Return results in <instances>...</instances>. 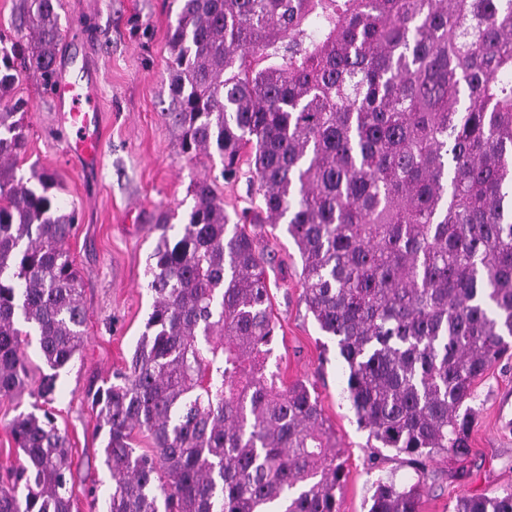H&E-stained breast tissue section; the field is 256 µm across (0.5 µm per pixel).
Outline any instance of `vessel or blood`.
Here are the masks:
<instances>
[{
	"instance_id": "obj_1",
	"label": "vessel or blood",
	"mask_w": 512,
	"mask_h": 512,
	"mask_svg": "<svg viewBox=\"0 0 512 512\" xmlns=\"http://www.w3.org/2000/svg\"><path fill=\"white\" fill-rule=\"evenodd\" d=\"M57 121L68 135L67 151L81 167L92 170L100 165L102 124L101 93L90 78L85 61L71 50H64L56 66L53 89Z\"/></svg>"
}]
</instances>
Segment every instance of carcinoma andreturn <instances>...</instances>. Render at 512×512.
Instances as JSON below:
<instances>
[{
	"label": "carcinoma",
	"mask_w": 512,
	"mask_h": 512,
	"mask_svg": "<svg viewBox=\"0 0 512 512\" xmlns=\"http://www.w3.org/2000/svg\"><path fill=\"white\" fill-rule=\"evenodd\" d=\"M169 87L181 150L245 161L258 221L230 223L215 180L190 185L178 236L159 215L153 302L130 365L88 390L105 512H340L344 461L318 396L268 370L276 336L264 253L247 224L286 221L303 296L343 359L359 427L418 479H378L368 512H422L436 457L470 455L476 381L512 352V0H173ZM61 0H26L0 36V395L29 387L38 336L54 400L86 309L47 172L17 175L24 69L49 86ZM24 463L0 512H73L72 448L48 415L9 424ZM153 441L138 452L134 431ZM454 512H512V488ZM37 336L34 332H31V336H28L29 345L26 347V353L28 356V367H29V381L32 388H35L40 380L42 373H49V370L43 364L38 351Z\"/></svg>",
	"instance_id": "1"
}]
</instances>
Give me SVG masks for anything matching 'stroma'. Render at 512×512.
<instances>
[{"instance_id": "stroma-1", "label": "stroma", "mask_w": 512, "mask_h": 512, "mask_svg": "<svg viewBox=\"0 0 512 512\" xmlns=\"http://www.w3.org/2000/svg\"><path fill=\"white\" fill-rule=\"evenodd\" d=\"M60 24L97 61L105 113L98 177L87 183L63 152L54 99L39 73L24 72L14 95L27 104V153L19 172L51 173L58 196L75 208L77 224L66 248L81 278L87 309L85 343L57 380L48 406L73 448L76 512H102L112 478L101 459L97 417L87 398L125 367L145 329L152 298L146 290L156 219L175 211L184 223L194 205L192 180L215 177L227 214L256 207L259 198L248 171L220 177L219 158L183 154L166 113L171 104L168 32L176 20L170 0H62ZM262 249L274 252L269 272L270 310L277 324L269 363L284 383L313 384L322 413L345 462L340 512H366L378 478L412 483L417 474L405 456L385 449L373 454L367 430L359 428L346 398V376L335 341L323 336L308 312L300 281L301 259L285 229L253 224ZM477 416L472 454L458 465L436 458L423 488L422 512H453L464 495L512 486V356L503 357L476 383ZM34 397L0 396V479L23 455L9 422L31 410Z\"/></svg>"}]
</instances>
